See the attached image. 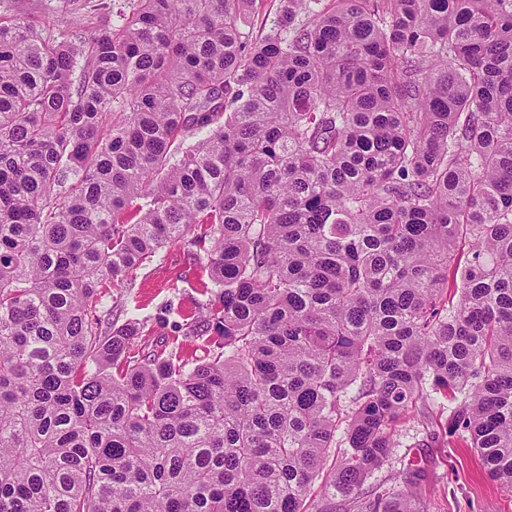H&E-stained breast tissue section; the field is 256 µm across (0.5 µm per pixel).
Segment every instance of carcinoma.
<instances>
[{
  "mask_svg": "<svg viewBox=\"0 0 512 512\" xmlns=\"http://www.w3.org/2000/svg\"><path fill=\"white\" fill-rule=\"evenodd\" d=\"M255 2L0 22V512H414L433 394L512 491V0ZM178 241L193 360L103 300ZM279 3V0H263L262 4H258L254 16H251L249 23L243 26L244 32L253 39L269 32L277 19Z\"/></svg>",
  "mask_w": 512,
  "mask_h": 512,
  "instance_id": "carcinoma-1",
  "label": "carcinoma"
}]
</instances>
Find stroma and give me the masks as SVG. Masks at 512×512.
Instances as JSON below:
<instances>
[{"instance_id": "stroma-1", "label": "stroma", "mask_w": 512, "mask_h": 512, "mask_svg": "<svg viewBox=\"0 0 512 512\" xmlns=\"http://www.w3.org/2000/svg\"><path fill=\"white\" fill-rule=\"evenodd\" d=\"M57 5L58 0H13L11 11L40 29L55 27L64 20L90 25L86 11L65 16L58 12ZM209 282L204 264L190 260L180 242L139 269L128 298L127 315L148 322L140 347L183 339L186 323L197 318L207 300L204 287ZM429 432L422 418L408 415L398 427L397 448L374 474V482L394 489L390 474L413 462L423 466L427 475L419 503L421 512H512V493L488 479L474 449L454 437L429 441Z\"/></svg>"}]
</instances>
